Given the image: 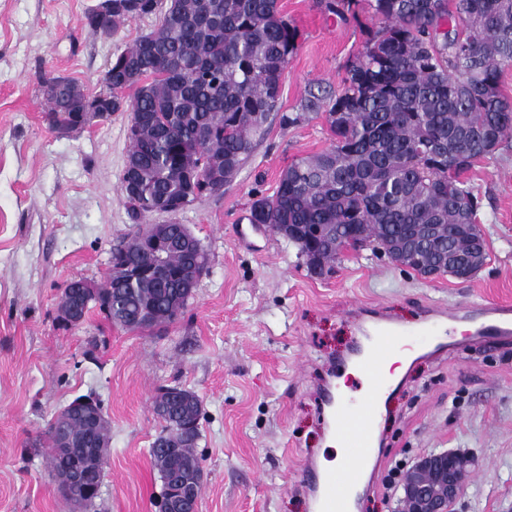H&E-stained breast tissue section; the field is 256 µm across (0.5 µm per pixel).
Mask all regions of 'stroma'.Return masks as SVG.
Listing matches in <instances>:
<instances>
[{
  "label": "stroma",
  "mask_w": 512,
  "mask_h": 512,
  "mask_svg": "<svg viewBox=\"0 0 512 512\" xmlns=\"http://www.w3.org/2000/svg\"><path fill=\"white\" fill-rule=\"evenodd\" d=\"M92 0H0V512H68L42 440L54 414L93 394L111 434L101 492L90 512H158L162 483L149 449L162 423L160 387L194 391L204 417L197 452L198 512H313L297 485L302 458L333 460L316 388L340 376L366 338L352 305L381 307L413 332L418 354L387 394L356 512H399L390 469L424 454L475 458L457 512H512V335H419L425 306L512 301V143L467 177L481 199L486 266L471 280L420 278L387 256L344 254L334 272L308 275L297 248L269 232L239 239L255 194H272L295 158L331 140L308 93L333 96L348 63L378 26L368 12L339 19L319 0H279L301 32L283 77L279 113L235 180L178 215L210 263L185 313L152 331L114 326L98 311L58 320L69 280L104 282L110 251L134 231L120 191L128 115L68 136L46 119L40 76L62 72L99 92L111 57L149 32L157 16L112 39L85 27ZM297 124L281 123V116Z\"/></svg>",
  "instance_id": "1"
}]
</instances>
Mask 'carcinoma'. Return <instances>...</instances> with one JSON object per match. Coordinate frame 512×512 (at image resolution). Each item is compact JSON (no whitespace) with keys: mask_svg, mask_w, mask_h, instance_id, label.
<instances>
[{"mask_svg":"<svg viewBox=\"0 0 512 512\" xmlns=\"http://www.w3.org/2000/svg\"><path fill=\"white\" fill-rule=\"evenodd\" d=\"M159 0H117L112 19H90L93 31L117 32L156 14ZM362 0H325L341 18L357 16ZM380 25L345 68L336 96L315 94L305 110L324 112L331 146L294 159L273 194H255L252 224H320L311 245L333 268L338 247L364 225L369 249L399 240L415 227L420 261L436 265L471 253L482 234L479 201L463 174L512 138V98L501 91L502 65L512 61V0H367ZM300 31L278 0H169L159 23L112 61L102 78L112 110L143 113L130 137L127 162L140 170L136 220L187 195L184 173L224 155L230 184L251 155L264 123L277 110L282 75L299 47ZM64 90L46 98L49 123L58 134L75 130L77 110ZM469 224V231L459 228ZM144 226L112 247V263L147 266ZM172 241L163 264L171 287L149 276L136 280L111 306L107 319L123 329L147 312L159 325L174 322L193 295L185 286L209 263L204 247L189 256L180 242L182 224L168 225ZM162 430L150 448L161 481L194 478L202 402L187 389L180 399L157 394L154 412ZM182 423L195 433L182 446L173 437ZM54 476L65 483L74 461L52 456Z\"/></svg>","mask_w":512,"mask_h":512,"instance_id":"obj_1","label":"carcinoma"}]
</instances>
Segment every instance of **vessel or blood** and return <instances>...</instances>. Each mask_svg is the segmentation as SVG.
I'll return each instance as SVG.
<instances>
[{"label":"vessel or blood","instance_id":"obj_1","mask_svg":"<svg viewBox=\"0 0 512 512\" xmlns=\"http://www.w3.org/2000/svg\"><path fill=\"white\" fill-rule=\"evenodd\" d=\"M427 314L437 323L445 325L469 318L471 312L461 307L434 305ZM477 333L481 336L512 335V306L494 305L488 311L487 321L480 323ZM398 341V332L379 325L373 329L369 343L359 353V365L372 371L368 397L348 402L332 392L324 395L331 409L336 437L345 443L348 454L337 469H319L308 459L301 462L298 485L315 494L316 512H353L352 491L363 482L372 464L377 417L381 399L389 386L380 367Z\"/></svg>","mask_w":512,"mask_h":512}]
</instances>
